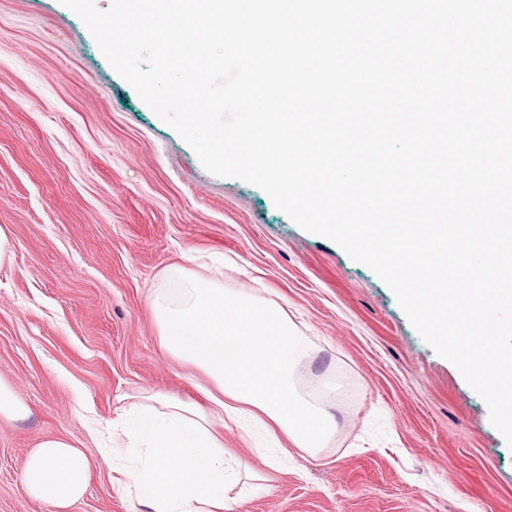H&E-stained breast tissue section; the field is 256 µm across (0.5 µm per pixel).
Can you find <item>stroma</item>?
Here are the masks:
<instances>
[{"label": "stroma", "mask_w": 512, "mask_h": 512, "mask_svg": "<svg viewBox=\"0 0 512 512\" xmlns=\"http://www.w3.org/2000/svg\"><path fill=\"white\" fill-rule=\"evenodd\" d=\"M2 225L0 380L31 415L0 420V512H51L21 489L48 435L92 459L68 512H145L97 437L145 394L208 408L150 308L191 279L280 305L316 349L301 385L337 421L319 454L274 467L262 436L215 424L238 471L265 477L229 484V512H512V449L388 287L262 189L207 173L58 0H0Z\"/></svg>", "instance_id": "35a3bbf8"}]
</instances>
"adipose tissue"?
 Returning a JSON list of instances; mask_svg holds the SVG:
<instances>
[{
    "mask_svg": "<svg viewBox=\"0 0 512 512\" xmlns=\"http://www.w3.org/2000/svg\"><path fill=\"white\" fill-rule=\"evenodd\" d=\"M151 306L162 347L203 372L204 391L226 418L249 417L252 426L277 430L312 455L325 448L336 419L328 401L300 386L312 348L281 307L203 280L176 297L154 294ZM124 433L132 444H113L112 457L126 461L148 512H226L231 467L208 414L154 394L136 405ZM90 467L82 449L49 436L30 453L21 488L67 512L83 496Z\"/></svg>",
    "mask_w": 512,
    "mask_h": 512,
    "instance_id": "obj_1",
    "label": "adipose tissue"
}]
</instances>
